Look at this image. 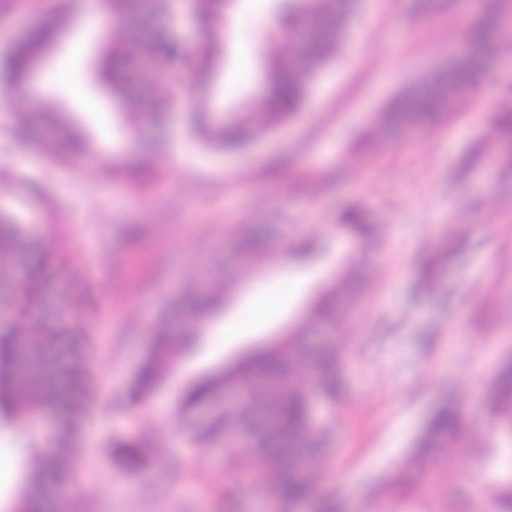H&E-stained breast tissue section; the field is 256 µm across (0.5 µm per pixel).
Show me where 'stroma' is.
Segmentation results:
<instances>
[{"label": "stroma", "instance_id": "stroma-1", "mask_svg": "<svg viewBox=\"0 0 512 512\" xmlns=\"http://www.w3.org/2000/svg\"><path fill=\"white\" fill-rule=\"evenodd\" d=\"M94 0H71L55 41L30 81L0 78V211L36 238L50 263L35 312L70 326L76 311L63 296L98 292L94 330L81 349L95 403L71 437L75 480L45 489L42 512H260L242 490L221 492L217 444L196 447L176 410L198 377L235 362L244 349L273 344L308 314L343 265L365 275L363 299L347 328V398L336 416L330 469L320 494L355 506L403 457L431 411L455 398L471 432L490 428L483 392L512 355V167L491 154L496 104L512 99V47L489 50V70L473 97L432 125L377 133L381 112L410 84L455 59L465 26L485 0H361L335 62L314 80L304 112L242 151H216L186 139L181 117L158 136L150 176L127 180L144 153L126 128L125 106L97 78L103 45L97 28L78 34ZM269 0H237L234 44L218 62L208 98L236 102L258 72L250 52L267 28ZM59 0H0V58L49 19ZM51 97L59 117L85 143L53 156L41 140L18 134V115ZM481 159H473L475 150ZM353 170L336 180L338 167ZM380 225V247L336 233L345 206ZM270 248L225 280L218 260L241 230ZM461 240L438 268L440 286H421L425 260L448 237ZM206 265L214 284L230 282L154 394L133 400L134 378L160 312L184 310L179 283ZM279 307L252 322V287ZM236 335L224 333L225 323ZM54 432L48 417L0 428V465L28 468ZM118 440L148 446L143 465L126 469ZM436 493L401 498L386 512H470L477 484L497 472L473 457L452 475L433 473Z\"/></svg>", "mask_w": 512, "mask_h": 512}]
</instances>
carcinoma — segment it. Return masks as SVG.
<instances>
[{"label":"carcinoma","mask_w":512,"mask_h":512,"mask_svg":"<svg viewBox=\"0 0 512 512\" xmlns=\"http://www.w3.org/2000/svg\"><path fill=\"white\" fill-rule=\"evenodd\" d=\"M359 0H270L267 36L255 46L263 69L262 88L249 97L244 108L224 106L214 111L213 103L194 101L187 132L215 150L242 149L257 137L280 127L304 111L309 88L318 74L338 54L345 34L357 16ZM234 0H193L192 14L202 32L200 51H186L184 39L174 24H157L146 36L135 32L145 17L159 14L175 16L172 0H112L101 4L102 11L123 18L121 27L105 29L107 45L99 70L101 82L112 94L124 99L127 129L143 132L138 100L129 94L131 78L122 62L139 56L163 66L180 58L195 80L207 82L217 58L227 54L232 37L230 9ZM61 25L56 16L31 30L16 45L6 62L10 78L26 82L35 58L54 41ZM512 34V0H488L484 10L467 26V54L458 57L421 81L406 87L381 114L382 125L390 130L402 126H421L444 112H452L468 98L485 76L486 49L493 43L504 44ZM280 37L293 44L286 54L274 56L268 40ZM173 100L155 92L150 117L161 127L169 120ZM23 124H42L55 140L71 142L77 150L83 142L75 131L59 120L46 103L37 111L20 114ZM497 153L505 163L512 161V107L504 103L495 115ZM336 228L365 246H376L381 228L365 224L354 213H346ZM265 251V243L249 234L236 241L231 262L247 264ZM18 256L24 257L25 280L4 278L1 272ZM46 260L6 214H0V421L8 424L22 416L47 411L57 418L56 434L44 443L29 469L28 486L17 500V512H38L34 490L44 484L73 474L67 452V425L88 410L87 373L75 364L63 368L47 357V349L59 331L35 318L32 313L35 292L46 285ZM360 274L354 266L343 268L336 281L325 286L312 305L306 320L291 334L260 352L240 359L227 371L207 377L183 394L179 412L194 420L198 410L209 409L207 420L194 438L203 447L214 441L229 446L246 436V446L224 461V495L232 499L247 485L269 504L271 512H290L312 499L315 472L327 464L334 443V427L329 422L314 424L310 417L313 400L336 409L346 400L343 362L346 347L337 333L346 325L361 297ZM225 289L203 288L200 284L184 287L181 298L189 304L187 316L173 319L160 314L151 327L152 343L135 377L138 397L150 396L175 363L178 351H189L198 340L197 325L222 299ZM331 333L328 343L313 352L303 342L315 327ZM24 358H18V350ZM63 374L68 390L60 392L56 378ZM226 391L237 393L233 403H217ZM485 405L491 429L471 449L489 467L512 466V363L499 368L485 392ZM263 424H257L259 415ZM469 434L460 408L453 402L441 406L415 437L410 450L397 463L392 477L377 487L370 503L385 502L403 491L400 474H422L428 463L448 467V449L456 448ZM494 452H489V449ZM126 463L141 462L143 444L139 441L120 445ZM260 457L265 467L259 473L250 469V461ZM486 512H512V480L500 477L481 489Z\"/></svg>","instance_id":"obj_1"}]
</instances>
